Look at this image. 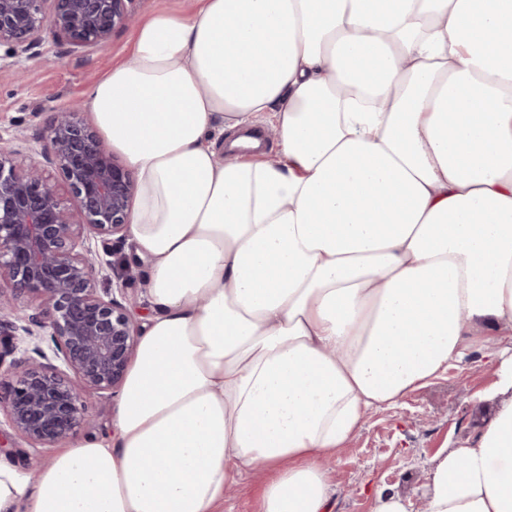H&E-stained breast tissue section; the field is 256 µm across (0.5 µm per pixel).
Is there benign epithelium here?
Here are the masks:
<instances>
[{"mask_svg":"<svg viewBox=\"0 0 512 512\" xmlns=\"http://www.w3.org/2000/svg\"><path fill=\"white\" fill-rule=\"evenodd\" d=\"M136 2L0 0V47L44 63L48 38L74 51L96 46L134 22ZM40 139L42 164L0 144V337L34 344L19 358L13 344L0 349V413L21 438L53 447L79 434L93 396L122 386L136 352L137 299L99 287L103 260L90 246L124 243L135 182L78 104L54 112ZM46 164L63 184L45 175ZM29 297L45 311L29 313Z\"/></svg>","mask_w":512,"mask_h":512,"instance_id":"obj_1","label":"benign epithelium"}]
</instances>
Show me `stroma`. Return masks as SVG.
<instances>
[{
	"mask_svg": "<svg viewBox=\"0 0 512 512\" xmlns=\"http://www.w3.org/2000/svg\"><path fill=\"white\" fill-rule=\"evenodd\" d=\"M136 28L116 30L110 41L82 49L44 42L47 63L0 59V140L20 142L39 158V135L52 109L85 101L89 86L132 53ZM498 374L486 350L410 392L398 406L374 410L328 463L332 512H373L381 493L405 497L410 512L428 499L439 457L471 440L491 418Z\"/></svg>",
	"mask_w": 512,
	"mask_h": 512,
	"instance_id": "stroma-1",
	"label": "stroma"
}]
</instances>
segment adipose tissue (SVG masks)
Segmentation results:
<instances>
[{
    "label": "adipose tissue",
    "mask_w": 512,
    "mask_h": 512,
    "mask_svg": "<svg viewBox=\"0 0 512 512\" xmlns=\"http://www.w3.org/2000/svg\"><path fill=\"white\" fill-rule=\"evenodd\" d=\"M132 172L151 314L116 435L0 512H328L322 457L473 347L512 336V0H194L86 93ZM268 125L279 152L225 159ZM429 512H512V358ZM268 475L255 472L235 484L224 500L223 512H256L257 500Z\"/></svg>",
    "instance_id": "1"
}]
</instances>
